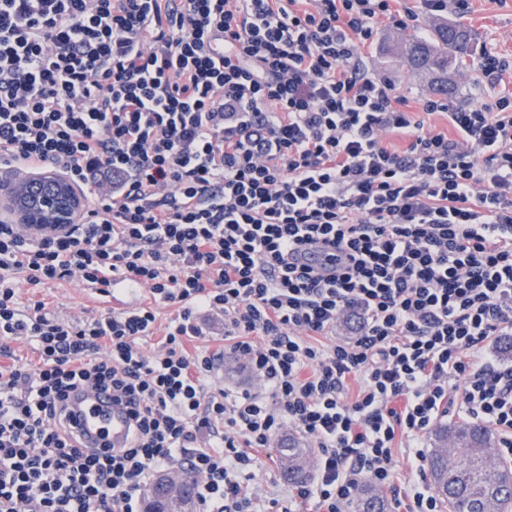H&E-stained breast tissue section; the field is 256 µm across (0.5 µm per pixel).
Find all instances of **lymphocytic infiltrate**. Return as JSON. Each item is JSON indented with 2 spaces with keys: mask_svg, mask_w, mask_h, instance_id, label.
<instances>
[{
  "mask_svg": "<svg viewBox=\"0 0 512 512\" xmlns=\"http://www.w3.org/2000/svg\"><path fill=\"white\" fill-rule=\"evenodd\" d=\"M392 2L0 0V166L59 170L87 201L60 234L0 221V512H140L146 479L175 467L196 512H257L251 451L289 431L317 450L295 493L315 512L368 482L441 512L422 480L441 418L512 455L496 352L512 335V95L410 109L361 45L379 19L404 29L468 0ZM118 277L148 304L64 318L20 302ZM207 317L227 351L206 347ZM227 352L257 388L211 385ZM79 389L125 405L127 447H79ZM401 438L420 482L398 475Z\"/></svg>",
  "mask_w": 512,
  "mask_h": 512,
  "instance_id": "lymphocytic-infiltrate-1",
  "label": "lymphocytic infiltrate"
}]
</instances>
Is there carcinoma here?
I'll return each instance as SVG.
<instances>
[{
    "mask_svg": "<svg viewBox=\"0 0 512 512\" xmlns=\"http://www.w3.org/2000/svg\"><path fill=\"white\" fill-rule=\"evenodd\" d=\"M471 33L446 23L433 25L426 38L411 37L397 44L401 61L414 73L430 78L436 92L448 91V71L465 65ZM57 189L54 175L28 181L22 203L37 212ZM283 476L301 484L308 477L311 449L290 438L278 449ZM499 463L496 440L489 429L473 422L444 425L434 434L430 452V476L448 502L450 512H512V480L492 485V471ZM351 512H387L383 492L365 487L350 504Z\"/></svg>",
    "mask_w": 512,
    "mask_h": 512,
    "instance_id": "obj_1",
    "label": "carcinoma"
}]
</instances>
